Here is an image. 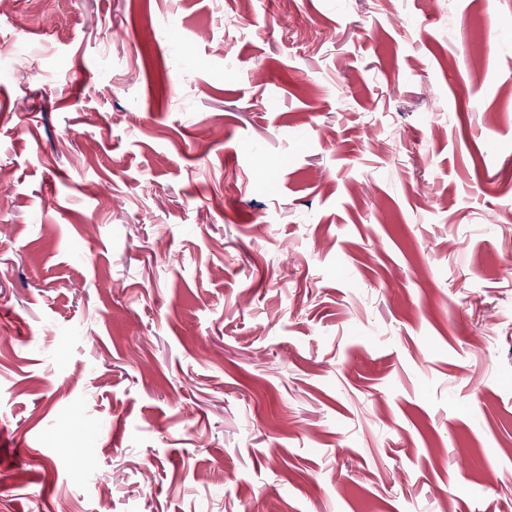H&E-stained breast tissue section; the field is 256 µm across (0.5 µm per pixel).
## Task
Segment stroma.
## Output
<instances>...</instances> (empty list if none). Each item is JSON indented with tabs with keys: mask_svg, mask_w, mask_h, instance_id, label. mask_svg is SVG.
I'll list each match as a JSON object with an SVG mask.
<instances>
[{
	"mask_svg": "<svg viewBox=\"0 0 512 512\" xmlns=\"http://www.w3.org/2000/svg\"><path fill=\"white\" fill-rule=\"evenodd\" d=\"M511 264L512 0H0V512H512Z\"/></svg>",
	"mask_w": 512,
	"mask_h": 512,
	"instance_id": "obj_1",
	"label": "stroma"
}]
</instances>
